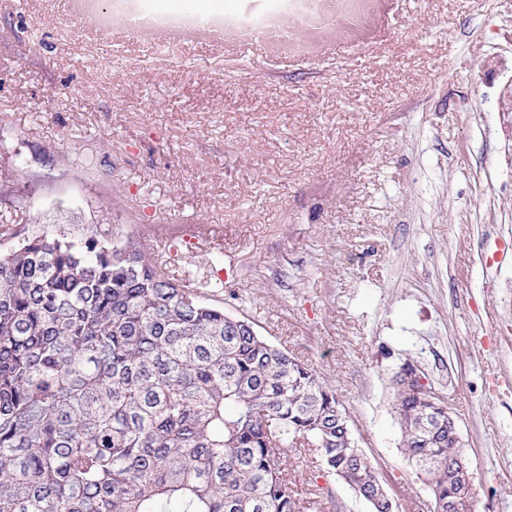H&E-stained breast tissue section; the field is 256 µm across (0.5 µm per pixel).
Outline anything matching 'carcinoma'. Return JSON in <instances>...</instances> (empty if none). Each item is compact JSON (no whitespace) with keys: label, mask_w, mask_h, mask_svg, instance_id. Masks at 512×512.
Instances as JSON below:
<instances>
[{"label":"carcinoma","mask_w":512,"mask_h":512,"mask_svg":"<svg viewBox=\"0 0 512 512\" xmlns=\"http://www.w3.org/2000/svg\"><path fill=\"white\" fill-rule=\"evenodd\" d=\"M395 388L434 512H471L448 409ZM393 512L336 391L128 242L0 247V512H310L288 449Z\"/></svg>","instance_id":"carcinoma-1"}]
</instances>
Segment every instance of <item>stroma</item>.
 <instances>
[{
	"label": "stroma",
	"instance_id": "1",
	"mask_svg": "<svg viewBox=\"0 0 512 512\" xmlns=\"http://www.w3.org/2000/svg\"><path fill=\"white\" fill-rule=\"evenodd\" d=\"M284 23L283 51L190 34L132 72L149 51L119 20L0 0V225L135 241L315 370L395 512H433L394 405L413 360L458 422L473 512H512V0H296ZM288 478L370 512L303 455Z\"/></svg>",
	"mask_w": 512,
	"mask_h": 512
}]
</instances>
